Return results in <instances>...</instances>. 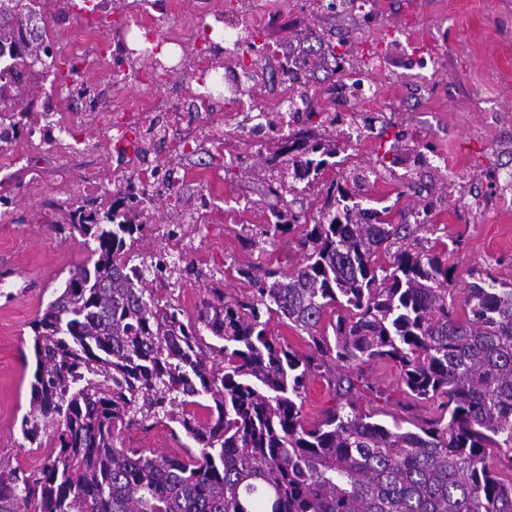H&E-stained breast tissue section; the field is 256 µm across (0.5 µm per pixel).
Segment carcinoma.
Returning <instances> with one entry per match:
<instances>
[{
  "label": "carcinoma",
  "mask_w": 512,
  "mask_h": 512,
  "mask_svg": "<svg viewBox=\"0 0 512 512\" xmlns=\"http://www.w3.org/2000/svg\"><path fill=\"white\" fill-rule=\"evenodd\" d=\"M46 0H0V116L14 138L48 113L31 108L25 74L58 68ZM288 149L292 182L309 187L337 148L304 134ZM134 175L112 200L75 202L54 222L79 235L93 266L69 273L31 323L35 371L24 443L53 447L32 472L0 465V512H512V481L490 451L512 455V288L478 275L455 305L447 255L399 248L376 255L422 224H394L391 209L365 215L352 189L333 183L318 217L304 222L302 261L269 269L250 294L206 289L193 316L159 294L158 247L131 272L148 208L130 202ZM273 239L302 216L273 212ZM337 312L333 337L318 334ZM308 334L302 355L270 331L272 319ZM400 367L407 393L440 414L412 430L380 422L336 386V367L376 361ZM323 378L335 404L304 424L308 384ZM169 427L196 445L185 455L117 446L121 434Z\"/></svg>",
  "instance_id": "carcinoma-1"
}]
</instances>
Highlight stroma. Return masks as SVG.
Returning a JSON list of instances; mask_svg holds the SVG:
<instances>
[{"instance_id": "obj_1", "label": "stroma", "mask_w": 512, "mask_h": 512, "mask_svg": "<svg viewBox=\"0 0 512 512\" xmlns=\"http://www.w3.org/2000/svg\"><path fill=\"white\" fill-rule=\"evenodd\" d=\"M94 11L59 14L47 4L48 31L56 43L81 29L107 26L109 42L123 34L112 22L106 0H92ZM166 13L168 31L179 33L174 49L183 73L199 57L222 60L225 72L240 69L241 54L224 50V38H205L212 24L213 0H180L179 13H169L168 0H154ZM243 22L259 31L272 56L262 78L250 81L245 100L265 107L285 80L281 59L288 51L306 56L309 44L300 37L311 30L323 46L340 41L352 46L344 65L328 61L315 72L300 71L319 107L298 125L325 138L372 123L359 140L342 142L338 162L326 167L312 187L297 186L285 197L288 209L308 216L323 205L330 183L356 181L362 207H391L413 217L430 211L433 222L417 234L424 247L438 246L453 270L452 286L462 291L477 274L491 273L498 287L512 286V190L503 182L512 172V0H368L365 10L330 13L318 0H263ZM431 51L432 75L425 83L413 76L412 51ZM378 68L372 80L383 94L369 106H358L343 88L346 73L364 69L369 54ZM336 126H328L329 118ZM233 109L211 121L225 132L224 151L202 141L197 151L173 157L177 201L157 200L154 223L172 224L177 209L192 210L209 198L205 223L183 227L187 257L202 268V280L180 279L174 297L193 312L205 296L207 275L224 282L226 291L247 293L241 270L262 275L266 269L294 268L301 259L299 230L273 241L255 238L276 206L268 184L284 171L285 141L281 133L252 141L237 126ZM26 139L0 148V176L14 199L10 214L0 217V464L26 471L39 469L49 445L17 447L20 419L29 409L35 369L31 324L60 290L70 271L93 263L82 238L58 234L52 227L55 204L87 199L79 167L57 168L48 157L30 161ZM356 371L337 369V377L354 379L352 398L378 420L398 417L424 424L436 417L437 406L409 398L400 385L399 369L388 361L367 365L364 381Z\"/></svg>"}]
</instances>
